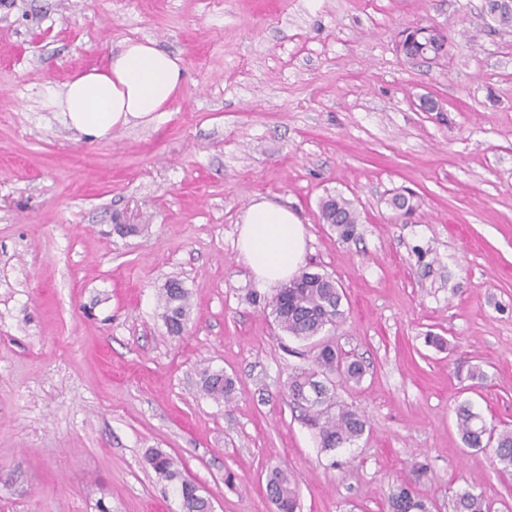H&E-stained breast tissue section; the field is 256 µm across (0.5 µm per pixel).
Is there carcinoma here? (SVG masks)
Listing matches in <instances>:
<instances>
[{"instance_id":"cac0c4a2","label":"carcinoma","mask_w":512,"mask_h":512,"mask_svg":"<svg viewBox=\"0 0 512 512\" xmlns=\"http://www.w3.org/2000/svg\"><path fill=\"white\" fill-rule=\"evenodd\" d=\"M437 35L421 34L415 30L407 35L402 55L410 63H422L431 54V45ZM325 223L336 229L342 239L351 238L356 231L359 215L350 201L336 195L320 204ZM163 318L167 330L181 335L188 321V292L178 281H171L163 289ZM264 309L285 335L309 340L326 329L336 327L344 318L342 290L326 274L304 271L263 298ZM315 368L302 369L288 378V395L294 405L302 409L310 425L317 430L321 450L334 451L360 439L367 426L365 416L334 400V391L325 380L334 375L345 381H360L365 369L357 361L343 357L332 344H323L314 358ZM201 384L206 395L216 402H227L235 390L234 380L224 371L205 369ZM457 427L467 447L493 448L501 470L512 469V429L499 430L487 425L485 419L473 411L465 401L456 409ZM148 462L156 475L174 485L181 501L182 512H212L211 501L200 493V488L185 478L178 463L168 453L154 448L148 453ZM415 480L402 481L388 496L389 512H430L428 503L416 489L417 480L425 474L422 464L414 468ZM266 493L276 512H297L298 491L292 472L276 466L267 474ZM453 512H490L484 493L463 489L452 500Z\"/></svg>"}]
</instances>
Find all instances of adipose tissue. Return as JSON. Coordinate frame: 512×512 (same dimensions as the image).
Wrapping results in <instances>:
<instances>
[{"instance_id": "ef3b65f1", "label": "adipose tissue", "mask_w": 512, "mask_h": 512, "mask_svg": "<svg viewBox=\"0 0 512 512\" xmlns=\"http://www.w3.org/2000/svg\"><path fill=\"white\" fill-rule=\"evenodd\" d=\"M183 75L180 57L149 39L128 40L106 65L75 73L48 106L66 126L101 139L133 121H154L178 93ZM237 246L256 280L274 287L298 271L306 231L294 212L260 198L245 211Z\"/></svg>"}]
</instances>
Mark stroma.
<instances>
[{"instance_id": "obj_1", "label": "stroma", "mask_w": 512, "mask_h": 512, "mask_svg": "<svg viewBox=\"0 0 512 512\" xmlns=\"http://www.w3.org/2000/svg\"><path fill=\"white\" fill-rule=\"evenodd\" d=\"M429 26L447 58L407 64L400 32ZM147 38L185 66L159 120L94 140L45 108ZM329 195L357 210L353 239L322 223ZM260 197L342 289L335 330L300 341L253 303L272 289L236 240ZM325 342L362 363L335 396L368 421L328 453L286 388ZM206 368L233 377L230 403L203 395ZM464 400L512 428V28L485 0H0V512H180L150 448L214 512H274L275 466L300 512H388L417 463L432 512L463 488L512 512V473L457 430ZM188 292L178 281H170L163 289V318L167 330L174 336L181 335L188 321ZM266 493L277 512H296L298 509V491L292 472L279 466L273 467L267 474Z\"/></svg>"}]
</instances>
